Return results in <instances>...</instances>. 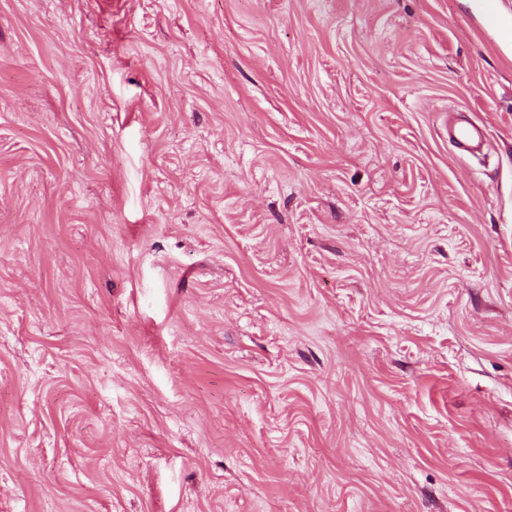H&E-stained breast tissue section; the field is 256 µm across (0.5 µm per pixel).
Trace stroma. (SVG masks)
<instances>
[{"label": "stroma", "mask_w": 512, "mask_h": 512, "mask_svg": "<svg viewBox=\"0 0 512 512\" xmlns=\"http://www.w3.org/2000/svg\"><path fill=\"white\" fill-rule=\"evenodd\" d=\"M480 2L0 0V512H512ZM448 142L464 154H482L488 148L486 127L463 112L448 113Z\"/></svg>", "instance_id": "1"}]
</instances>
